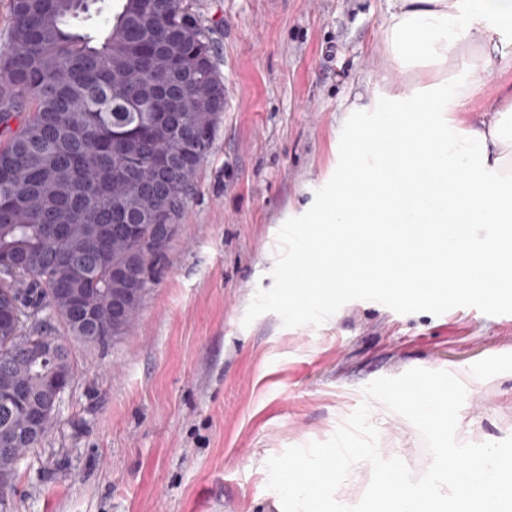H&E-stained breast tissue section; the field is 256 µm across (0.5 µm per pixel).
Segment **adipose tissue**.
Segmentation results:
<instances>
[{
	"instance_id": "adipose-tissue-1",
	"label": "adipose tissue",
	"mask_w": 512,
	"mask_h": 512,
	"mask_svg": "<svg viewBox=\"0 0 512 512\" xmlns=\"http://www.w3.org/2000/svg\"><path fill=\"white\" fill-rule=\"evenodd\" d=\"M388 78L349 106L336 195L288 269V303L358 290L512 299V100L475 117L485 76L512 71V0H389Z\"/></svg>"
}]
</instances>
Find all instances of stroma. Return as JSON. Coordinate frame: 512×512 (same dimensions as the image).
Here are the masks:
<instances>
[{"label": "stroma", "mask_w": 512, "mask_h": 512, "mask_svg": "<svg viewBox=\"0 0 512 512\" xmlns=\"http://www.w3.org/2000/svg\"><path fill=\"white\" fill-rule=\"evenodd\" d=\"M189 2L227 91L212 149L130 332L98 346L56 328L75 379L9 512H275L267 460L328 440L366 384L512 353V301L351 292L288 310L297 222L335 193L345 110L383 76L386 0ZM370 421L412 472L430 465L406 418ZM510 435L507 372L477 382L457 438Z\"/></svg>", "instance_id": "1"}]
</instances>
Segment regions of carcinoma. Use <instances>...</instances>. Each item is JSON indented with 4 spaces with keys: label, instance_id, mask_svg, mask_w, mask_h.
I'll return each instance as SVG.
<instances>
[{
    "label": "carcinoma",
    "instance_id": "cac0c4a2",
    "mask_svg": "<svg viewBox=\"0 0 512 512\" xmlns=\"http://www.w3.org/2000/svg\"><path fill=\"white\" fill-rule=\"evenodd\" d=\"M11 0L0 49V449L21 458L56 425L54 389L73 374L52 329L27 331L13 315L50 311L67 333L106 345L140 305L112 316L115 288L150 287L183 219L195 176L224 112L209 29L186 0Z\"/></svg>",
    "mask_w": 512,
    "mask_h": 512
}]
</instances>
